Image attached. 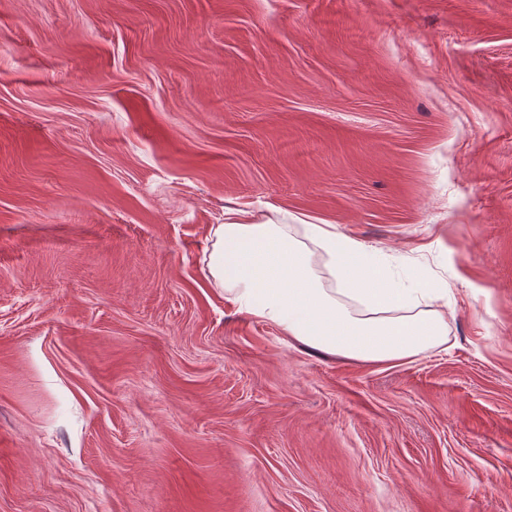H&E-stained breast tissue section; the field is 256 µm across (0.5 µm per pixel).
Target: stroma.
I'll use <instances>...</instances> for the list:
<instances>
[{
	"label": "stroma",
	"mask_w": 512,
	"mask_h": 512,
	"mask_svg": "<svg viewBox=\"0 0 512 512\" xmlns=\"http://www.w3.org/2000/svg\"><path fill=\"white\" fill-rule=\"evenodd\" d=\"M446 284L288 343L210 228ZM0 512H512V0H0ZM300 226L304 239L324 251L323 268L340 288H326L305 241L289 234L288 225L227 223L211 230L208 263L224 298L277 326L289 343L351 360L399 362L448 341V302L445 309L430 304L448 294L447 286H398L334 225ZM336 294L371 313L353 315ZM389 312L405 313L379 316Z\"/></svg>",
	"instance_id": "35a3bbf8"
}]
</instances>
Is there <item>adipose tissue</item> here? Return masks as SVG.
I'll use <instances>...</instances> for the list:
<instances>
[{
    "label": "adipose tissue",
    "mask_w": 512,
    "mask_h": 512,
    "mask_svg": "<svg viewBox=\"0 0 512 512\" xmlns=\"http://www.w3.org/2000/svg\"><path fill=\"white\" fill-rule=\"evenodd\" d=\"M211 238L215 286L288 342L351 360L399 362L448 340L446 312L435 305L447 286L396 285L334 225L306 224L296 237L283 224L227 223ZM313 244L325 253L320 274Z\"/></svg>",
    "instance_id": "adipose-tissue-1"
}]
</instances>
